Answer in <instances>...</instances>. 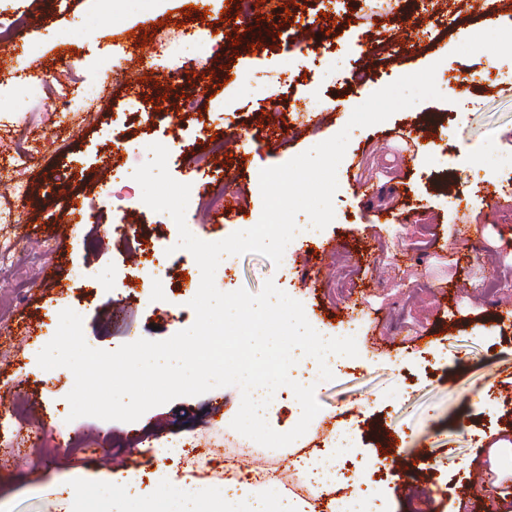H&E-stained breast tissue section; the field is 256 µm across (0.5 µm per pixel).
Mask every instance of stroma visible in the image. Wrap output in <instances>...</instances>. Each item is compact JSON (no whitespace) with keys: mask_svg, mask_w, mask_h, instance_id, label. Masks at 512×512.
<instances>
[{"mask_svg":"<svg viewBox=\"0 0 512 512\" xmlns=\"http://www.w3.org/2000/svg\"><path fill=\"white\" fill-rule=\"evenodd\" d=\"M114 0L110 15L90 20L86 0H0L5 13L32 20L17 38L26 51L9 85H0V153L23 148L38 158L25 171L26 220L1 224L0 237L17 250L11 275H0V448L14 451L0 464V512H121L123 498L110 489L118 474L166 472L179 482L198 474L156 453L166 440L202 448L221 444L241 403L239 388L220 387L180 397L148 410L134 422L56 413L74 386L67 368L42 369L39 352L56 333L60 298L83 320L87 344L113 351L139 339L165 340L189 328L195 312L183 296L148 291L152 267L112 291L88 292V283L133 261L127 238L112 229L118 215L93 204L84 223L62 221L69 200L91 180L131 178L140 162L135 143L168 150L170 175L203 184L223 175L237 184V205L223 223L185 221L200 240L218 242L256 222L262 213L257 179L262 169L285 164L340 132L342 113L361 103L358 68H369L375 88L437 62L441 99L425 100L388 120L351 133L337 169L334 219L324 229L295 238L281 263L253 252L229 255L233 278L216 277L220 291L260 293L266 281L302 303L311 322L335 336H354L359 354L318 381L319 413L306 433L261 455L294 484L293 460L328 448L336 425L352 442L336 452L341 471L358 472L357 489L376 491L390 512H483L466 486L484 475L495 512H512V454L489 457L493 435L512 437V291L500 302L484 298L480 283L494 270L512 271V57L491 63L489 52L461 54L456 38L469 29L490 41L504 29L501 0L470 6L447 0V30L415 50L368 54L377 34L405 26L421 14L420 0H379L361 10L346 0L322 16L308 9L255 22L249 40L206 36L188 43L184 32L201 14L221 20L226 0ZM316 28L317 54L300 57L278 47L279 34ZM167 39L169 66L201 87L202 122L174 141L166 125L125 114L128 64H145L157 35ZM112 95L100 111L82 110L77 88L112 55ZM73 91L71 113L58 119L54 95ZM298 112L279 130L271 99ZM109 126L125 150L101 137ZM412 146L403 156L393 141ZM231 142L211 167L189 163L209 138ZM428 225L433 246L405 250L402 239ZM56 274H45L47 266ZM28 279L16 294L13 277Z\"/></svg>","mask_w":512,"mask_h":512,"instance_id":"1","label":"stroma"}]
</instances>
